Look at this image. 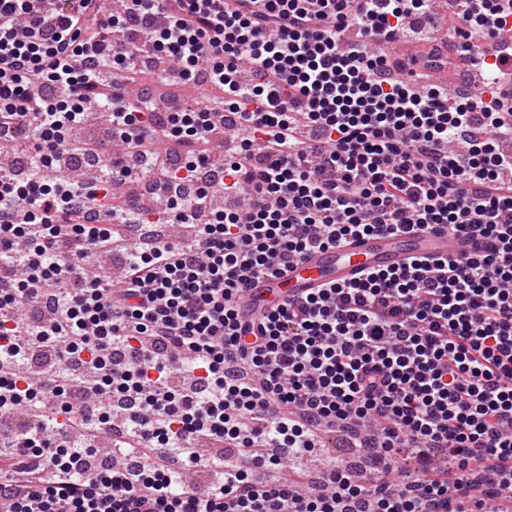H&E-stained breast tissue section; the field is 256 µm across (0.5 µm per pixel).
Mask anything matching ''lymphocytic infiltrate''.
<instances>
[{
  "label": "lymphocytic infiltrate",
  "instance_id": "1",
  "mask_svg": "<svg viewBox=\"0 0 512 512\" xmlns=\"http://www.w3.org/2000/svg\"><path fill=\"white\" fill-rule=\"evenodd\" d=\"M41 3L0 0V136L37 140L25 176L0 173V255L25 245L21 275L0 281V421L39 416L0 438L8 512H493L494 501L512 512V152L495 146L512 138V102L495 89L512 81V61L491 49L512 0H458L460 48L492 77L466 95L414 83L408 61L382 51L428 0H123L117 14L100 0H57L51 17ZM146 53L222 91L223 112L161 119L149 101L129 102L126 76ZM99 99L147 160L159 138H183L190 176L206 164L198 143L237 115L209 179L246 198L213 209L208 184L170 197L161 219L189 235L142 241L117 287L84 261L111 247L101 218L132 170L116 158L82 183L45 176L74 155L71 133ZM437 224L493 248L417 258L257 314L237 304L250 280L314 249ZM38 349L57 368L33 383L24 365ZM183 355L200 390L170 380ZM74 360L105 399L98 409L67 399ZM112 397L139 411L133 450L196 462L204 438L232 442L236 462L203 490H174L156 463L79 478ZM364 419L379 430L358 440L373 453L361 472L335 468L311 494L255 479L256 447L299 456L323 424ZM437 448L448 471L430 466ZM404 453L417 470L394 469Z\"/></svg>",
  "mask_w": 512,
  "mask_h": 512
}]
</instances>
